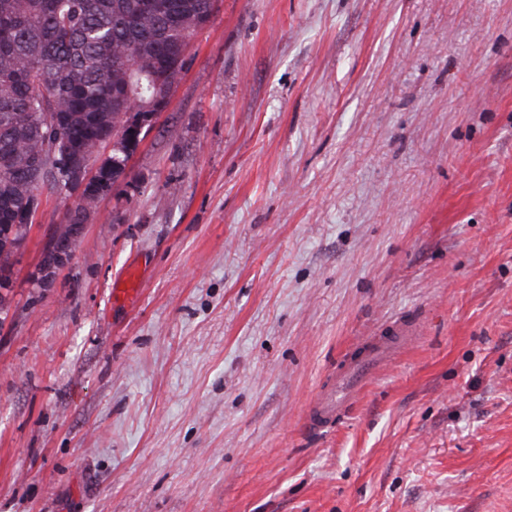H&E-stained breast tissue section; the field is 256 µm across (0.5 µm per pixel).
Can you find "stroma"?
<instances>
[{
    "label": "stroma",
    "instance_id": "obj_1",
    "mask_svg": "<svg viewBox=\"0 0 512 512\" xmlns=\"http://www.w3.org/2000/svg\"><path fill=\"white\" fill-rule=\"evenodd\" d=\"M65 208L0 290V512H512V0H219L45 286ZM168 102V98L160 99L156 105H153L141 111L147 113L139 115L136 118H131L129 120V122L127 123V127H131V139L132 142H134L136 148L139 146L143 139L141 137L143 127L146 125L151 126L154 123L156 117L160 114V112H163L167 108ZM418 332L417 319H398L368 338L320 387L309 405L306 417L309 426L317 431L331 429L355 400L350 384L367 377L375 366L386 361L399 345L408 343Z\"/></svg>",
    "mask_w": 512,
    "mask_h": 512
}]
</instances>
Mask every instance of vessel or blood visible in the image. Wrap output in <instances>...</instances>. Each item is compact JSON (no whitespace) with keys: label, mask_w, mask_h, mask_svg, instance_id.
Returning a JSON list of instances; mask_svg holds the SVG:
<instances>
[{"label":"vessel or blood","mask_w":512,"mask_h":512,"mask_svg":"<svg viewBox=\"0 0 512 512\" xmlns=\"http://www.w3.org/2000/svg\"><path fill=\"white\" fill-rule=\"evenodd\" d=\"M418 334L417 321L398 319L378 335L368 338L349 359L334 371L309 405L307 422L317 431L332 428L353 404L354 383L367 377L375 366L386 361L399 346Z\"/></svg>","instance_id":"obj_1"}]
</instances>
